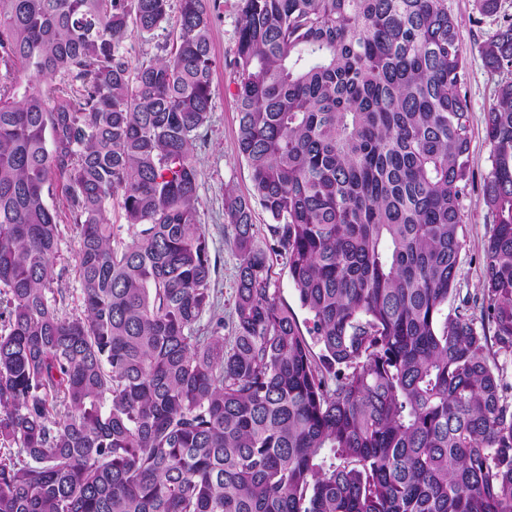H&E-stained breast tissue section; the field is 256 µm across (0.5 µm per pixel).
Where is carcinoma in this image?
Segmentation results:
<instances>
[{
  "instance_id": "1",
  "label": "carcinoma",
  "mask_w": 512,
  "mask_h": 512,
  "mask_svg": "<svg viewBox=\"0 0 512 512\" xmlns=\"http://www.w3.org/2000/svg\"><path fill=\"white\" fill-rule=\"evenodd\" d=\"M0 0V512H512V79L486 112L482 296L448 0H240L228 87L252 194L224 193L232 342L197 210L204 0ZM512 72V15L480 46ZM64 193L82 318L52 288ZM117 199L130 240L113 232ZM273 244L257 243L253 203ZM286 260L314 356L271 288ZM172 12L169 24L166 29L156 31L154 36L139 37L137 35L131 37L126 41L127 58L132 67L141 63L142 61L154 58L162 54L158 45L172 46L173 39H175L177 27L176 20L178 15V0H172Z\"/></svg>"
}]
</instances>
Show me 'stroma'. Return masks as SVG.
Wrapping results in <instances>:
<instances>
[{"label": "stroma", "instance_id": "1", "mask_svg": "<svg viewBox=\"0 0 512 512\" xmlns=\"http://www.w3.org/2000/svg\"><path fill=\"white\" fill-rule=\"evenodd\" d=\"M448 11L457 24L460 46L467 63V96L470 108L471 148L469 164L473 182L462 201L466 233L460 254L457 292L449 296V307H456L465 298L479 297L483 281L485 243L491 233V218L481 202L482 186L488 175L491 147L485 138V115L494 102L501 74L489 71L479 52L480 44L497 28V19L480 14L475 0H448ZM211 52L215 62L213 90L215 108L203 132L205 138L196 142L194 156L199 171L198 215L208 238L211 262L216 272L211 283L218 294L219 307L231 312L238 260L224 233V191L237 194L252 192L251 172L237 151L238 115L236 105L226 87L231 79L228 68L234 57L239 29V0H216L213 9ZM76 237L71 221L61 224V236L53 268V285L66 295L67 316L80 318L84 306L80 284L73 271Z\"/></svg>", "mask_w": 512, "mask_h": 512}]
</instances>
